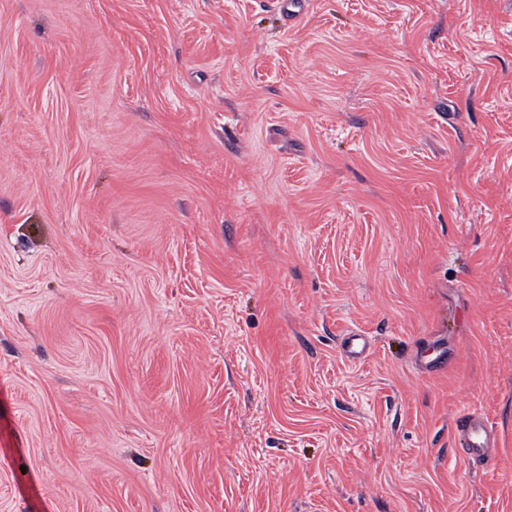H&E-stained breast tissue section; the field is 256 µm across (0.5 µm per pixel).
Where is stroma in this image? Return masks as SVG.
I'll return each mask as SVG.
<instances>
[{
	"label": "stroma",
	"mask_w": 512,
	"mask_h": 512,
	"mask_svg": "<svg viewBox=\"0 0 512 512\" xmlns=\"http://www.w3.org/2000/svg\"><path fill=\"white\" fill-rule=\"evenodd\" d=\"M303 3L0 0V512H512V0ZM456 430L466 439L457 453L470 463L485 461L493 436L488 422L476 413H464L456 421Z\"/></svg>",
	"instance_id": "obj_1"
}]
</instances>
